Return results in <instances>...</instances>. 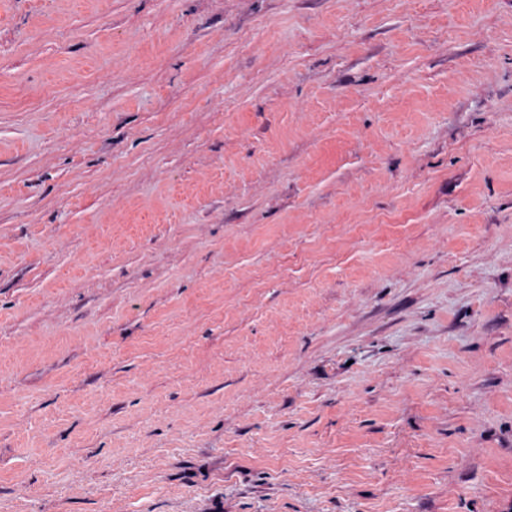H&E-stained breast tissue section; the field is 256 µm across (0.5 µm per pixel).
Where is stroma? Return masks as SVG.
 I'll return each mask as SVG.
<instances>
[{"mask_svg": "<svg viewBox=\"0 0 512 512\" xmlns=\"http://www.w3.org/2000/svg\"><path fill=\"white\" fill-rule=\"evenodd\" d=\"M0 512H512V0H0Z\"/></svg>", "mask_w": 512, "mask_h": 512, "instance_id": "obj_1", "label": "stroma"}]
</instances>
